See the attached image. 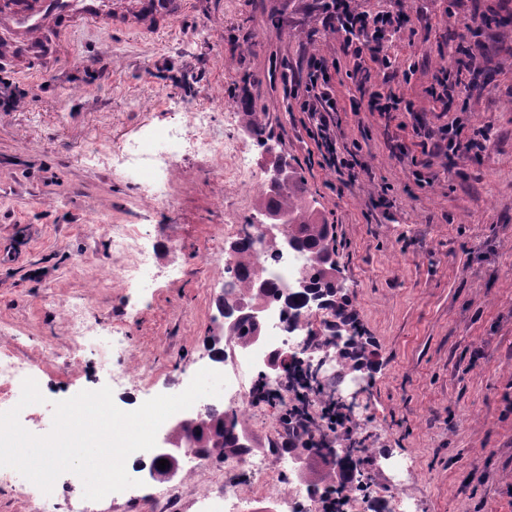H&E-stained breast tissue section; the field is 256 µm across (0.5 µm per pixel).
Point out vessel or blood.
<instances>
[{
    "label": "vessel or blood",
    "instance_id": "b4317fda",
    "mask_svg": "<svg viewBox=\"0 0 512 512\" xmlns=\"http://www.w3.org/2000/svg\"><path fill=\"white\" fill-rule=\"evenodd\" d=\"M191 0H0V65L26 72L25 58L51 62L49 41L79 24L154 35L185 14Z\"/></svg>",
    "mask_w": 512,
    "mask_h": 512
}]
</instances>
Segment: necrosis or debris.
Wrapping results in <instances>:
<instances>
[{"instance_id":"obj_1","label":"necrosis or debris","mask_w":512,"mask_h":512,"mask_svg":"<svg viewBox=\"0 0 512 512\" xmlns=\"http://www.w3.org/2000/svg\"><path fill=\"white\" fill-rule=\"evenodd\" d=\"M211 124L210 113L194 112L190 115L189 126L169 124L133 141L121 156L96 150L88 155L87 160L92 164L120 167L143 190L145 198L154 202L166 199L170 170L178 157L188 153L223 157L224 176L229 181L249 186L261 184L262 178L248 156L237 145L214 138L209 131ZM111 242L113 252L132 258L131 263L121 269V279L140 288L149 287L156 278V272L152 254L139 227L134 224L113 225ZM68 336V350L73 354H90L103 347L113 350L123 347L122 339L93 321L80 302L71 303L69 307ZM305 341L300 330H287L278 309L267 308L259 342L248 349L226 343L223 373L228 384L218 398L219 404L238 416H245L250 409L252 394V385L248 381L250 372L275 350L303 348L307 360L318 366L322 373L337 372L341 364L337 355L321 348L306 347ZM31 374L32 364L28 359L21 357L18 351L0 345V411L7 409L13 393ZM244 474L251 476L256 484L254 492L247 497L239 494L235 486L236 479ZM216 476L225 484L222 499L217 502L209 496L202 498L197 503L198 512H280L291 500L299 503L303 512H315L319 501L315 487L306 482L299 484L290 498L273 493L276 474L249 448L226 457ZM414 476L415 468L409 458L395 459L394 476L377 497L380 512H418L416 503L406 493V487Z\"/></svg>"}]
</instances>
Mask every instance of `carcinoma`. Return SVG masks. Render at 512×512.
Wrapping results in <instances>:
<instances>
[{
    "instance_id": "obj_1",
    "label": "carcinoma",
    "mask_w": 512,
    "mask_h": 512,
    "mask_svg": "<svg viewBox=\"0 0 512 512\" xmlns=\"http://www.w3.org/2000/svg\"><path fill=\"white\" fill-rule=\"evenodd\" d=\"M241 121L256 139L257 145L264 147V124L255 112L242 113ZM258 213L266 216L270 213L284 212L291 217L288 236L298 241L299 251L306 255L305 266L311 283V292L307 297H299L289 288L283 287L269 274L270 267L280 258L281 245L273 240H263V255H258L254 241L245 237L230 245L229 256L234 266L231 281L225 284L235 295L232 304L220 300L218 308L224 309V318L228 320V333L236 342L249 347L254 344L258 328L241 308L260 304H275L282 308L283 318L289 328H294L303 313L316 307L327 311L331 320L324 322L326 336L332 344L347 347L359 344L360 332L348 315L349 304L343 285L336 279L335 269L322 261L328 254L336 253V235L333 225L325 222L319 211L307 201L304 181L294 175L292 181L278 186L272 195H260ZM239 417L229 415L217 408L212 409L201 422L189 419L184 422L182 434L190 442L208 448L217 455L235 453L238 446Z\"/></svg>"
}]
</instances>
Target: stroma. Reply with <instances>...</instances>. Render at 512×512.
Listing matches in <instances>:
<instances>
[{
	"instance_id": "obj_1",
	"label": "stroma",
	"mask_w": 512,
	"mask_h": 512,
	"mask_svg": "<svg viewBox=\"0 0 512 512\" xmlns=\"http://www.w3.org/2000/svg\"><path fill=\"white\" fill-rule=\"evenodd\" d=\"M363 10H400L409 23L389 44L391 68L369 64L358 79L339 34L320 23L314 0H192L157 35L81 28L44 75L0 74V335L20 336L37 365L44 403L24 408L37 435L52 426V402L107 385L113 371L154 372L113 391L124 407L180 393L208 367L224 293L230 238L247 223L259 190L225 189L224 162L179 157L170 200L144 202L109 166H90L148 129L228 112L265 116L270 145L301 175L308 199L336 231L339 278L362 336L361 370L321 379L320 395L355 399L373 471L411 457L407 488L419 512H512V0H353ZM336 61V150L357 151L356 179L326 166L308 137L306 115L286 90L311 55ZM460 75L449 112L430 91L439 71ZM393 91L411 112L368 111L371 92ZM460 127L485 138L479 153L421 154L415 123ZM136 224L148 234L158 279L144 290L105 285L114 254L95 220ZM86 302L130 350L67 355V304ZM386 426L373 428L374 416ZM279 410L254 405L239 433L278 468L283 456L323 470L308 449L285 451ZM178 489L184 512L203 492L219 493L206 469L130 488L129 498L93 502L91 512H139L136 499Z\"/></svg>"
}]
</instances>
